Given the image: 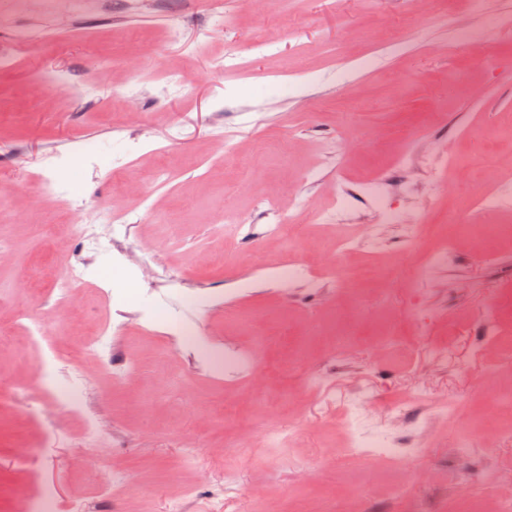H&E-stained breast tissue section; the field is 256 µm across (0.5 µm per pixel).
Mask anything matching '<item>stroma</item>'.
<instances>
[{"mask_svg": "<svg viewBox=\"0 0 512 512\" xmlns=\"http://www.w3.org/2000/svg\"><path fill=\"white\" fill-rule=\"evenodd\" d=\"M512 0H98L93 13L16 14L0 45L31 30L37 42L0 69V384L25 389L0 407V512L20 491L54 484L61 512H318L332 494L364 499L368 512H453L454 480L499 500L512 485V415L497 403L512 385V212L475 208L474 198L512 182ZM240 52L232 69L224 58ZM95 85L36 91L44 73ZM136 87L137 96L125 94ZM412 172L394 166L405 140ZM97 159L86 167L83 153ZM72 161L53 171L49 159ZM451 154L446 177L435 157ZM387 169L401 183L400 219L390 224L354 204L352 263L403 261L405 224L431 226L468 214L470 235L445 267L417 288H360L325 280L311 290L281 285L276 262L305 254L334 267L335 230L313 213L336 194ZM57 175L77 205L42 195L36 175ZM121 227L98 221L99 212ZM304 225L274 236L275 213ZM239 218L226 227L227 215ZM93 224L105 242L86 257L74 225ZM152 243L141 272L139 246ZM86 263L74 304L57 303L63 269ZM486 285L471 293L470 280ZM497 303L495 344L483 341L477 308ZM352 311L351 354L333 357L336 312ZM441 313L428 330L419 322ZM39 315L48 331L28 343L21 324ZM397 320L407 344L388 356L376 338ZM109 334L94 350L86 337ZM448 359L433 364L436 345ZM78 352L70 366L53 347ZM248 352L225 372V351ZM128 370L125 384L112 375ZM320 384L305 389L310 371ZM74 383L79 414L58 410L50 389ZM418 389L434 410L418 436L420 456L361 464L344 452L357 418L398 431L387 403ZM236 421L224 420L225 401ZM492 416L465 458L453 440L470 415ZM103 441L87 446L86 422ZM288 433L271 447L264 431ZM501 477L494 486L480 479Z\"/></svg>", "mask_w": 512, "mask_h": 512, "instance_id": "stroma-1", "label": "stroma"}]
</instances>
